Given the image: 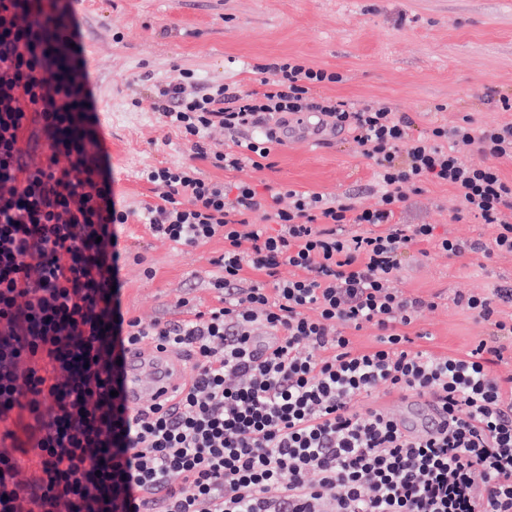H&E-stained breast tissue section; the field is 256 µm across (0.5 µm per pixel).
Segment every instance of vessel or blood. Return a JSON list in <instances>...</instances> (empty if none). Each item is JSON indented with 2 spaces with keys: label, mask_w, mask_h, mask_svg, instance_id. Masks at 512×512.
Here are the masks:
<instances>
[{
  "label": "vessel or blood",
  "mask_w": 512,
  "mask_h": 512,
  "mask_svg": "<svg viewBox=\"0 0 512 512\" xmlns=\"http://www.w3.org/2000/svg\"><path fill=\"white\" fill-rule=\"evenodd\" d=\"M174 370L165 351L148 347L133 350L125 358L123 397L128 409H136L144 400L163 401L177 390L170 375ZM402 412H414L421 416L426 432H435L442 414L433 401L425 396L405 395L400 400Z\"/></svg>",
  "instance_id": "1"
}]
</instances>
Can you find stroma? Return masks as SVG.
I'll return each mask as SVG.
<instances>
[{
    "instance_id": "obj_1",
    "label": "stroma",
    "mask_w": 512,
    "mask_h": 512,
    "mask_svg": "<svg viewBox=\"0 0 512 512\" xmlns=\"http://www.w3.org/2000/svg\"><path fill=\"white\" fill-rule=\"evenodd\" d=\"M73 11L98 128L112 146L107 166L114 198L131 212L120 242L144 258L120 273L122 308L146 323L175 318L181 296L215 304L212 260L224 241L185 250L153 238L139 214L157 203L158 191L140 179L142 169L191 160L201 177L229 187L246 181L261 192L280 184L352 196L365 206L377 202L373 166L338 129L312 144L289 138L270 169L229 172L193 159L189 144L155 110L156 85L178 71L193 72L201 86L247 91L259 86L256 65L300 57L343 75L324 95L394 104L414 134L466 117L476 126L512 123V111L500 106L512 99V0H77ZM456 207L449 186L429 184L395 217L434 225L437 236L450 234L467 246L452 258L411 246L396 273L406 293L438 300L411 328L413 349L435 355L466 353L490 332L454 304L456 292L512 286V255L488 260L474 250L491 243L495 226L454 219Z\"/></svg>"
}]
</instances>
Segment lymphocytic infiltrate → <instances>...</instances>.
<instances>
[{"label":"lymphocytic infiltrate","instance_id":"1","mask_svg":"<svg viewBox=\"0 0 512 512\" xmlns=\"http://www.w3.org/2000/svg\"><path fill=\"white\" fill-rule=\"evenodd\" d=\"M68 4L0 0V512H512V387L491 371L512 338V319L498 315L512 289L454 298L491 340L462 355L411 349L406 329L431 302L398 287L400 257L421 243L456 257L463 245L394 220L410 195L445 184L456 218L498 226L485 255L512 253V181L499 172L512 123L467 119L415 136L391 106L321 95L341 75L290 57L256 65V90L188 95L187 72L156 85L158 114L194 157L272 168L283 137L260 133L265 118L285 128L312 113L347 130L380 199L364 207L284 187L261 197L246 182L231 195L191 164L143 170L160 191L146 209L153 236L189 248L224 240L217 305L181 297L178 319L146 324L124 316L112 289L131 256L119 236L130 212L104 168L88 73L78 57L57 66ZM216 125L256 134L208 154L200 140ZM459 143L475 162L459 163ZM258 212L265 223L252 222ZM284 264L294 274L281 280ZM367 327L378 346L354 349L349 331ZM147 344L184 350L191 382L131 414L121 360ZM381 387L432 398L444 429L413 437L386 410L358 412Z\"/></svg>","mask_w":512,"mask_h":512}]
</instances>
